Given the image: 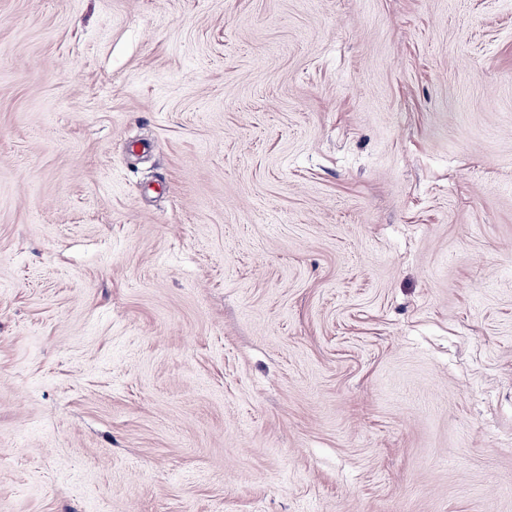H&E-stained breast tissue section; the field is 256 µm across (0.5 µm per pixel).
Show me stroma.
<instances>
[{
	"instance_id": "35a3bbf8",
	"label": "stroma",
	"mask_w": 512,
	"mask_h": 512,
	"mask_svg": "<svg viewBox=\"0 0 512 512\" xmlns=\"http://www.w3.org/2000/svg\"><path fill=\"white\" fill-rule=\"evenodd\" d=\"M0 512H512V0H0Z\"/></svg>"
}]
</instances>
